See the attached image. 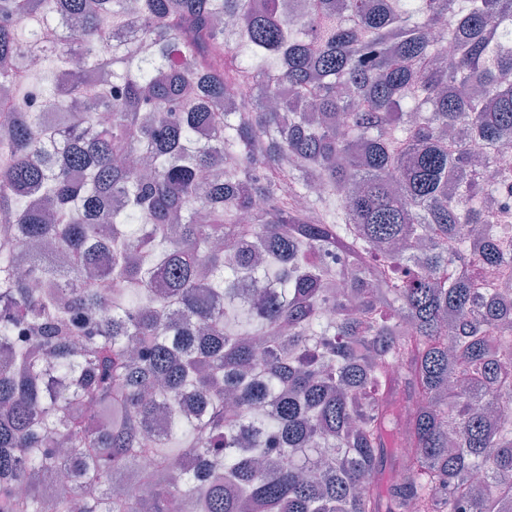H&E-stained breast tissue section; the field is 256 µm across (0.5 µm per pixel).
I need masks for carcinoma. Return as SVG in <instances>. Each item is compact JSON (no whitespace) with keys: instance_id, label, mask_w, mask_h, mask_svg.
<instances>
[{"instance_id":"carcinoma-1","label":"carcinoma","mask_w":512,"mask_h":512,"mask_svg":"<svg viewBox=\"0 0 512 512\" xmlns=\"http://www.w3.org/2000/svg\"><path fill=\"white\" fill-rule=\"evenodd\" d=\"M0 79V512L512 505V0H0Z\"/></svg>"}]
</instances>
